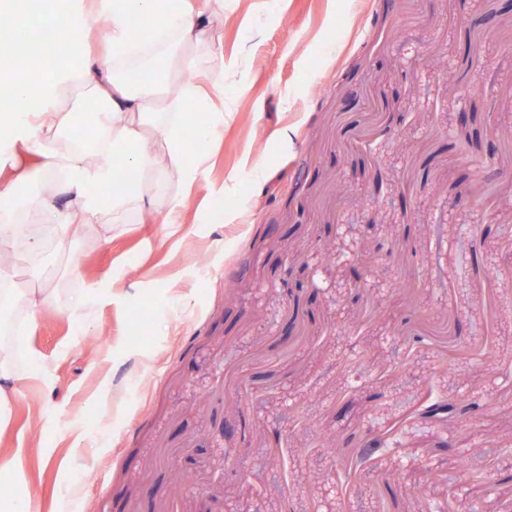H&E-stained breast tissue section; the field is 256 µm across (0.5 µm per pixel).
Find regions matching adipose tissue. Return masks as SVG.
Listing matches in <instances>:
<instances>
[{
	"label": "adipose tissue",
	"mask_w": 512,
	"mask_h": 512,
	"mask_svg": "<svg viewBox=\"0 0 512 512\" xmlns=\"http://www.w3.org/2000/svg\"><path fill=\"white\" fill-rule=\"evenodd\" d=\"M217 5L195 11L174 7L173 0H0V252L12 251L25 238L27 257L40 255L50 241L74 237L82 227L100 225L118 231L128 211L160 217L173 224L184 199L171 196L158 201L138 186H130L102 205L99 194L112 187L117 170L112 158L128 168L150 172L166 165L185 185H193L199 166L186 165L179 123L170 118L173 104L191 101L195 108L210 104V90L224 88V51L214 39ZM104 17V58L90 56L92 21ZM151 17L154 30L134 36V21ZM45 20L67 52L52 67L39 64L44 49L23 41L27 22ZM206 47L215 63L209 90L186 81L197 47ZM29 59L24 72H16V58ZM84 87L91 103L89 115L97 137L92 148L61 146L58 135L68 116L62 100L75 87ZM158 136L164 157L142 151L148 135ZM26 152L40 163L46 179H62L68 194L64 204L43 198L50 215L47 226L24 222L18 187L24 180L13 160Z\"/></svg>",
	"instance_id": "1"
}]
</instances>
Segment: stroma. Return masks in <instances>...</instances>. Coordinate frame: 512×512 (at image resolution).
Instances as JSON below:
<instances>
[{"instance_id":"stroma-1","label":"stroma","mask_w":512,"mask_h":512,"mask_svg":"<svg viewBox=\"0 0 512 512\" xmlns=\"http://www.w3.org/2000/svg\"><path fill=\"white\" fill-rule=\"evenodd\" d=\"M218 31L224 123L203 174L187 192L137 177L186 193L178 223L134 214L121 235L88 227L15 267L17 288L85 301L13 312V496L40 512H428L470 502L453 462L477 455L512 504V14L499 0H224ZM393 97L420 121L397 123ZM490 140L487 182L473 161ZM461 341L472 356L443 370ZM429 387L479 409L405 420ZM228 418L239 429L223 438ZM399 420V445L372 448ZM349 437L348 479L325 448ZM411 458L387 510L376 477Z\"/></svg>"}]
</instances>
